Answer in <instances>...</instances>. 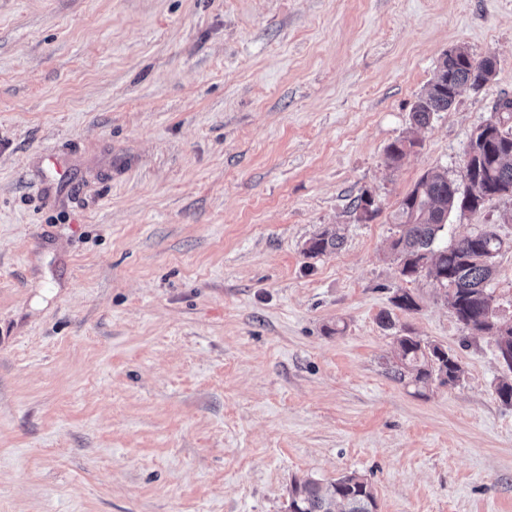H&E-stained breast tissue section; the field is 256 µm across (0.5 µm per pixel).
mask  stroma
<instances>
[{"label": "stroma", "instance_id": "stroma-1", "mask_svg": "<svg viewBox=\"0 0 512 512\" xmlns=\"http://www.w3.org/2000/svg\"><path fill=\"white\" fill-rule=\"evenodd\" d=\"M460 46L494 76L411 130ZM505 96L512 0H0V512H287L351 472L377 512H512L495 339L389 250ZM511 211L448 217L504 240L507 321ZM403 328L461 381L394 380ZM342 240V236L335 229L327 228L309 239L304 253L310 258L331 254L341 247Z\"/></svg>", "mask_w": 512, "mask_h": 512}]
</instances>
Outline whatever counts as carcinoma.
Segmentation results:
<instances>
[{"label":"carcinoma","mask_w":512,"mask_h":512,"mask_svg":"<svg viewBox=\"0 0 512 512\" xmlns=\"http://www.w3.org/2000/svg\"><path fill=\"white\" fill-rule=\"evenodd\" d=\"M495 65L476 59L457 48L445 54L418 98L410 115L411 124L426 127L434 115L448 111L466 88L478 90L493 77ZM504 121L474 132L464 152L459 189L448 171L425 174L401 203L405 222L398 225L390 251L406 278L427 276L445 290L457 320L474 333L495 338L498 359L512 373V322L500 320L488 285L494 259L504 241L491 224L444 245L438 244L447 232L448 215L456 210L477 211L493 197L512 196V99L499 102ZM342 236L327 228L306 243L310 258L335 252ZM397 368L394 378L410 379L426 385L457 384L464 373L457 357L447 349L425 344L407 332L396 337ZM288 512H377L371 485L351 473L333 481L311 475L293 480L288 495Z\"/></svg>","instance_id":"1"}]
</instances>
